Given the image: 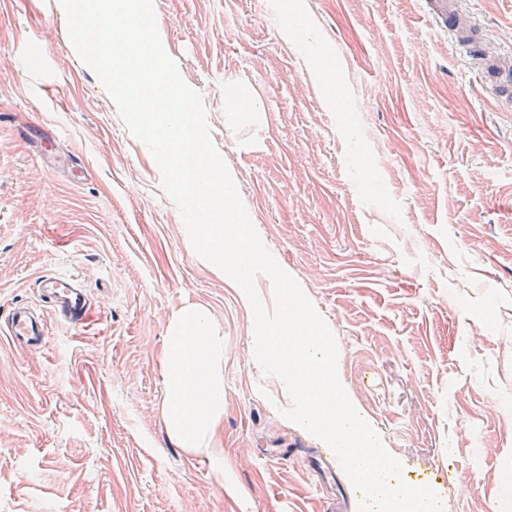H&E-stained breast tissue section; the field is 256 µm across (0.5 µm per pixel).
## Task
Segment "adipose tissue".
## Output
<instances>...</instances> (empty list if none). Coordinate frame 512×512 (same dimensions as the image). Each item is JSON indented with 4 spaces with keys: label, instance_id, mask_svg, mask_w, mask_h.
Wrapping results in <instances>:
<instances>
[{
    "label": "adipose tissue",
    "instance_id": "obj_1",
    "mask_svg": "<svg viewBox=\"0 0 512 512\" xmlns=\"http://www.w3.org/2000/svg\"><path fill=\"white\" fill-rule=\"evenodd\" d=\"M224 339L206 313L191 307L170 324L166 351L165 417L176 442L196 454L210 449L213 426L224 410Z\"/></svg>",
    "mask_w": 512,
    "mask_h": 512
}]
</instances>
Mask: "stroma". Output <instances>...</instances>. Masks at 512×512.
<instances>
[{
  "mask_svg": "<svg viewBox=\"0 0 512 512\" xmlns=\"http://www.w3.org/2000/svg\"><path fill=\"white\" fill-rule=\"evenodd\" d=\"M166 52L264 246L338 346L359 415L443 512H512V102L425 0H154ZM512 52V0H465ZM235 85L237 102L224 98ZM86 320L0 339V512H324L320 440L253 355L245 295L194 256L160 170L71 43L61 0H0V320L44 272ZM224 338L208 455L164 417L173 317Z\"/></svg>",
  "mask_w": 512,
  "mask_h": 512,
  "instance_id": "35a3bbf8",
  "label": "stroma"
}]
</instances>
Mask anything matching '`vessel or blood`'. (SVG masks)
I'll return each mask as SVG.
<instances>
[{"label": "vessel or blood", "mask_w": 512, "mask_h": 512, "mask_svg": "<svg viewBox=\"0 0 512 512\" xmlns=\"http://www.w3.org/2000/svg\"><path fill=\"white\" fill-rule=\"evenodd\" d=\"M435 28L443 32L458 50L469 49L466 29L476 27L464 0H428ZM474 69L481 73L496 75L498 82L493 87L495 97L512 99V70L500 65L497 57L479 55L473 57ZM40 297L39 304L18 303L11 307L0 335L9 343L25 351L39 352L50 342L49 317H56L67 324L82 322L90 307V297L79 278L74 275L44 274L36 281Z\"/></svg>", "instance_id": "1"}]
</instances>
